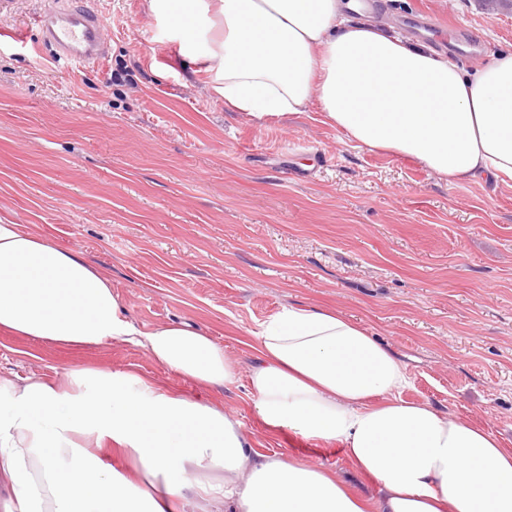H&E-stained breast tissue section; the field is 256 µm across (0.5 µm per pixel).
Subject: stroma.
Listing matches in <instances>:
<instances>
[{
    "mask_svg": "<svg viewBox=\"0 0 512 512\" xmlns=\"http://www.w3.org/2000/svg\"><path fill=\"white\" fill-rule=\"evenodd\" d=\"M105 61L57 60L22 0L0 39V219L47 235L107 273L139 329L185 321L248 372L251 331L282 307L334 308L404 364L402 396L486 428L512 449V182H448L418 162L354 147L311 111L257 123L209 96L144 0H84ZM427 17L481 47L512 45V7L485 0H381L378 22L411 35ZM133 367L235 414L256 448L323 464L377 492L339 445L268 432L244 386L215 391L137 345L59 346L0 332V374Z\"/></svg>",
    "mask_w": 512,
    "mask_h": 512,
    "instance_id": "stroma-1",
    "label": "stroma"
}]
</instances>
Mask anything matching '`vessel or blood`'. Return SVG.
<instances>
[{
    "label": "vessel or blood",
    "instance_id": "1",
    "mask_svg": "<svg viewBox=\"0 0 512 512\" xmlns=\"http://www.w3.org/2000/svg\"><path fill=\"white\" fill-rule=\"evenodd\" d=\"M35 23L44 43L69 62L90 66L107 55L103 23L80 0H46Z\"/></svg>",
    "mask_w": 512,
    "mask_h": 512
}]
</instances>
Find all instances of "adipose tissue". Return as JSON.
<instances>
[{
    "mask_svg": "<svg viewBox=\"0 0 512 512\" xmlns=\"http://www.w3.org/2000/svg\"><path fill=\"white\" fill-rule=\"evenodd\" d=\"M209 94L261 122L318 110L349 142L452 182L512 181V50L469 71L351 0H145ZM0 331L94 347L122 340L206 388L244 383L260 422L342 446L380 487L260 452L210 401L135 369L0 375V512H512V451L489 430L404 400V366L342 313L286 306L254 332L247 377L186 322L137 329L77 253L0 222ZM223 478L203 479L211 469Z\"/></svg>",
    "mask_w": 512,
    "mask_h": 512,
    "instance_id": "adipose-tissue-1",
    "label": "adipose tissue"
}]
</instances>
